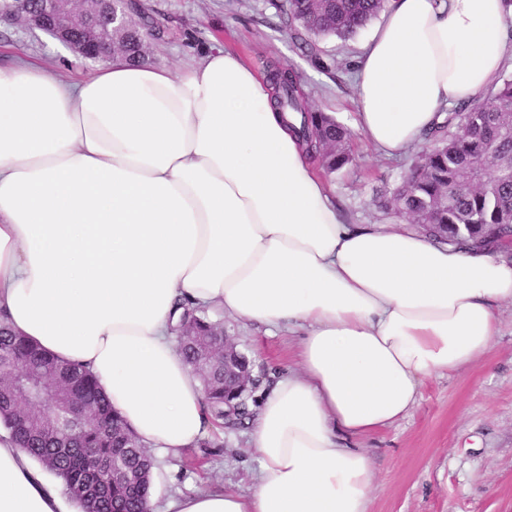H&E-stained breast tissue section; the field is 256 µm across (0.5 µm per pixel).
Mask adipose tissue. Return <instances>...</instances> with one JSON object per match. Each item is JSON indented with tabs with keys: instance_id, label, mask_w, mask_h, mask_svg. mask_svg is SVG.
Returning <instances> with one entry per match:
<instances>
[{
	"instance_id": "ef3b65f1",
	"label": "adipose tissue",
	"mask_w": 512,
	"mask_h": 512,
	"mask_svg": "<svg viewBox=\"0 0 512 512\" xmlns=\"http://www.w3.org/2000/svg\"><path fill=\"white\" fill-rule=\"evenodd\" d=\"M512 0H386L357 59V130L404 154L504 67ZM215 49L190 67L115 56L65 83L0 67V321L89 369L155 457L213 428L172 329L183 306L300 333L301 370L262 397L251 493L148 512H368L360 440L406 418L426 378L489 352L512 305L500 246L349 223L271 104ZM0 512H73L0 427Z\"/></svg>"
}]
</instances>
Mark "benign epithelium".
Instances as JSON below:
<instances>
[{
    "instance_id": "7a95c632",
    "label": "benign epithelium",
    "mask_w": 512,
    "mask_h": 512,
    "mask_svg": "<svg viewBox=\"0 0 512 512\" xmlns=\"http://www.w3.org/2000/svg\"><path fill=\"white\" fill-rule=\"evenodd\" d=\"M126 0H38L40 10L31 7L33 0H8L4 13L20 17L31 26L49 32L55 40L83 57L100 59L116 52L112 41L100 37L102 29L112 30L130 21L115 8L118 2ZM81 29L85 37L73 40L70 33ZM220 343L224 354V405L234 408L236 400L248 395L256 384L250 362L238 350L236 338L227 332L222 333Z\"/></svg>"
}]
</instances>
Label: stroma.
<instances>
[{
    "label": "stroma",
    "instance_id": "stroma-1",
    "mask_svg": "<svg viewBox=\"0 0 512 512\" xmlns=\"http://www.w3.org/2000/svg\"><path fill=\"white\" fill-rule=\"evenodd\" d=\"M282 0H140L156 25L149 63L173 69L194 65L214 48L231 50L256 72L268 64L292 71L310 106L353 127V75L370 29L353 38L309 37L297 45L284 21ZM23 58L52 77L78 80L92 73L82 59L48 34L0 18V65ZM353 161L328 177L336 199L353 224H394L381 211L377 192L395 188L420 154L398 157L373 149L360 132L349 144ZM226 330L254 364L258 382L250 410L279 376L296 367V335H268L263 328L225 319ZM210 448H187L160 464L155 482L164 497L230 488L249 493L258 474V455L246 425L211 432ZM374 485L369 512H512V307H503L497 335L482 361L458 373L428 378L405 419L366 438Z\"/></svg>",
    "mask_w": 512,
    "mask_h": 512
}]
</instances>
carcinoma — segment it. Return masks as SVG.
<instances>
[{"label": "carcinoma", "mask_w": 512, "mask_h": 512, "mask_svg": "<svg viewBox=\"0 0 512 512\" xmlns=\"http://www.w3.org/2000/svg\"><path fill=\"white\" fill-rule=\"evenodd\" d=\"M385 0H284L289 24L306 33L347 38L379 16ZM121 53L148 61L137 23L119 35ZM273 107L291 112L293 134L330 175L350 163V132L335 119L315 112L293 73L275 69L270 76ZM430 138L426 161L414 167L383 205L411 220L433 224L443 243L497 240L512 247V77L491 86L482 101L448 113ZM202 330H224L206 311L186 308ZM214 336L179 339L183 359L196 367ZM205 400L215 422L224 420V361L209 363L200 374ZM43 382L55 403H79L83 423L59 429L52 414L33 403L29 392ZM0 421L19 448L60 479L81 512H145L153 460L112 411L92 374L47 354L29 340L0 326ZM122 472L112 476V469Z\"/></svg>", "instance_id": "carcinoma-1"}]
</instances>
